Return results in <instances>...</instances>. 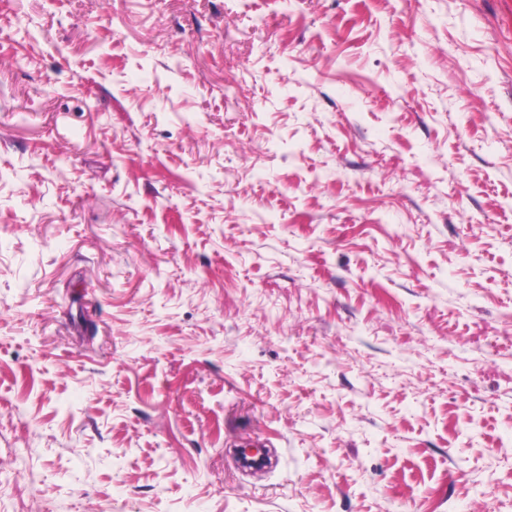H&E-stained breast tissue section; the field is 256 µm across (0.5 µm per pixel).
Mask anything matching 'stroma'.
<instances>
[{
	"label": "stroma",
	"instance_id": "35a3bbf8",
	"mask_svg": "<svg viewBox=\"0 0 512 512\" xmlns=\"http://www.w3.org/2000/svg\"><path fill=\"white\" fill-rule=\"evenodd\" d=\"M0 512H512V0H0Z\"/></svg>",
	"mask_w": 512,
	"mask_h": 512
}]
</instances>
